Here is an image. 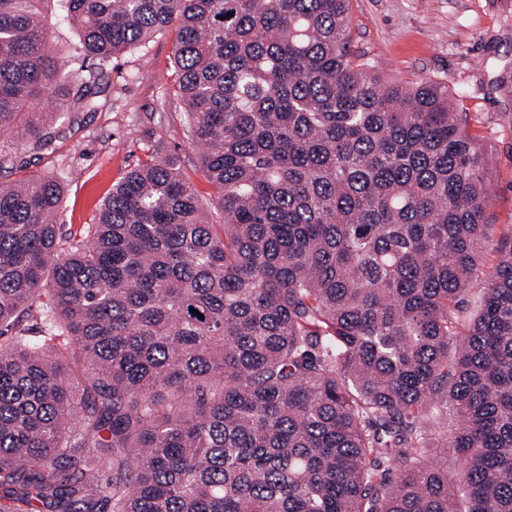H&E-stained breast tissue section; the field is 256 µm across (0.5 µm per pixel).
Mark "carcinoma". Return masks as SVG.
I'll return each instance as SVG.
<instances>
[{
  "label": "carcinoma",
  "mask_w": 512,
  "mask_h": 512,
  "mask_svg": "<svg viewBox=\"0 0 512 512\" xmlns=\"http://www.w3.org/2000/svg\"><path fill=\"white\" fill-rule=\"evenodd\" d=\"M51 2L90 59L177 25L215 196L163 146L79 229L61 179L0 183V512H512V228L448 83L355 61L350 0H0L37 152L40 98L99 108Z\"/></svg>",
  "instance_id": "carcinoma-1"
}]
</instances>
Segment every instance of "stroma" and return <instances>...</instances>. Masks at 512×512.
I'll use <instances>...</instances> for the list:
<instances>
[{
	"label": "stroma",
	"instance_id": "1",
	"mask_svg": "<svg viewBox=\"0 0 512 512\" xmlns=\"http://www.w3.org/2000/svg\"><path fill=\"white\" fill-rule=\"evenodd\" d=\"M350 11L352 56L374 61L396 82H447L458 111L470 117V132L491 155V221L512 225V0H350ZM44 22L67 56L72 82L102 73V108L74 123L54 115V150L31 158L25 172L1 170L0 182L22 174L63 178L60 221L78 227L92 223L113 185L160 142L210 195L197 171L186 109L173 94L175 29L99 62L84 60L68 20L50 11Z\"/></svg>",
	"mask_w": 512,
	"mask_h": 512
}]
</instances>
